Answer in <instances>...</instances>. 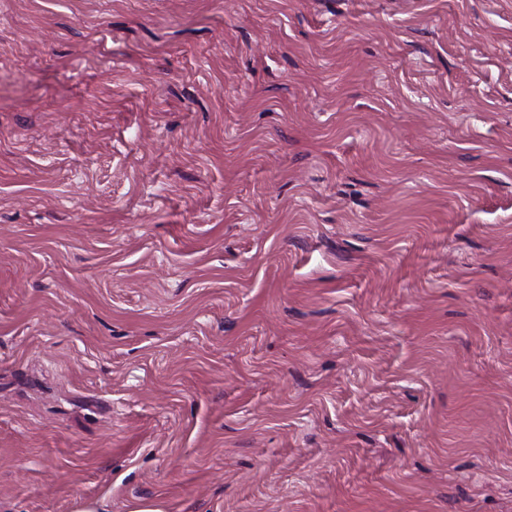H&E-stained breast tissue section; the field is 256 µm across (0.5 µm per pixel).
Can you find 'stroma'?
Returning <instances> with one entry per match:
<instances>
[{"instance_id":"1","label":"stroma","mask_w":512,"mask_h":512,"mask_svg":"<svg viewBox=\"0 0 512 512\" xmlns=\"http://www.w3.org/2000/svg\"><path fill=\"white\" fill-rule=\"evenodd\" d=\"M512 512V0H0V512Z\"/></svg>"}]
</instances>
